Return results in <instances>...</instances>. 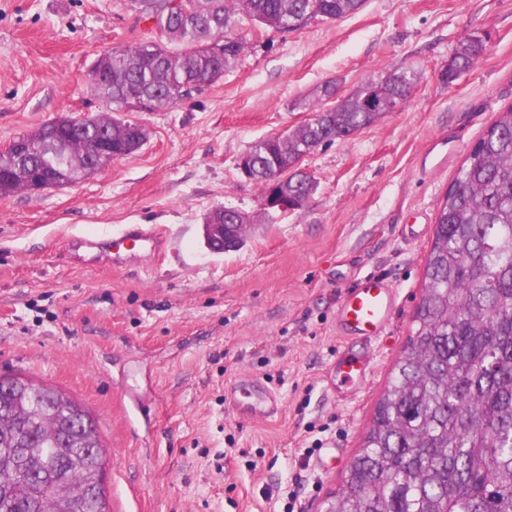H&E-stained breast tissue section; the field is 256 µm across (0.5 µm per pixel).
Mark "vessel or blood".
<instances>
[{
    "instance_id": "1",
    "label": "vessel or blood",
    "mask_w": 512,
    "mask_h": 512,
    "mask_svg": "<svg viewBox=\"0 0 512 512\" xmlns=\"http://www.w3.org/2000/svg\"><path fill=\"white\" fill-rule=\"evenodd\" d=\"M165 231L159 225L128 224L102 237H77L68 250L78 265L106 263L121 269L146 256L161 254L166 246ZM400 305L397 288L383 278L366 276L347 288L336 313V335L341 345L335 372L348 395H357L373 373L370 347L387 331ZM257 385L245 377L231 382L227 390L235 411L243 417H273L280 405L273 395L255 398Z\"/></svg>"
}]
</instances>
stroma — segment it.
Wrapping results in <instances>:
<instances>
[{
	"label": "stroma",
	"mask_w": 512,
	"mask_h": 512,
	"mask_svg": "<svg viewBox=\"0 0 512 512\" xmlns=\"http://www.w3.org/2000/svg\"><path fill=\"white\" fill-rule=\"evenodd\" d=\"M151 28L134 0H0V149L55 117L108 112L92 63ZM239 31L245 49L216 83L127 113L147 130L138 151L78 183L0 198V377L92 414L111 512H324L406 347L442 197L512 105V0H366L294 32L247 20ZM468 36L483 55L442 82ZM398 66L416 75L407 103L306 155L315 191L267 213L238 155L307 122L322 85L343 97ZM218 207L250 219L224 254L203 241ZM126 224L165 226L164 253L123 269L70 263L73 237ZM369 273L402 305L350 400L331 375L336 307ZM242 374L277 396V416L234 414L224 387Z\"/></svg>",
	"instance_id": "35a3bbf8"
}]
</instances>
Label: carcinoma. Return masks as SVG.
<instances>
[{
  "label": "carcinoma",
  "instance_id": "carcinoma-1",
  "mask_svg": "<svg viewBox=\"0 0 512 512\" xmlns=\"http://www.w3.org/2000/svg\"><path fill=\"white\" fill-rule=\"evenodd\" d=\"M157 37L101 53L90 70L114 114H91L86 131L48 121L28 134L26 158L0 157V197L28 190L29 176L77 182L94 172L90 144L103 136L139 150L137 123L116 116L172 106L215 83L245 49L243 19L288 32L352 15L365 0H134ZM179 46L174 52L169 45ZM468 36L439 77L452 83L483 53ZM414 76L395 68L313 115L292 133L250 148L263 193L304 205L314 178L300 160L405 104ZM377 101L375 108L366 99ZM278 173L269 188L262 179ZM424 267L407 346L372 423L326 512H512V105L470 148L445 192ZM96 422L62 392L28 379L0 381V512H109Z\"/></svg>",
  "mask_w": 512,
  "mask_h": 512
}]
</instances>
